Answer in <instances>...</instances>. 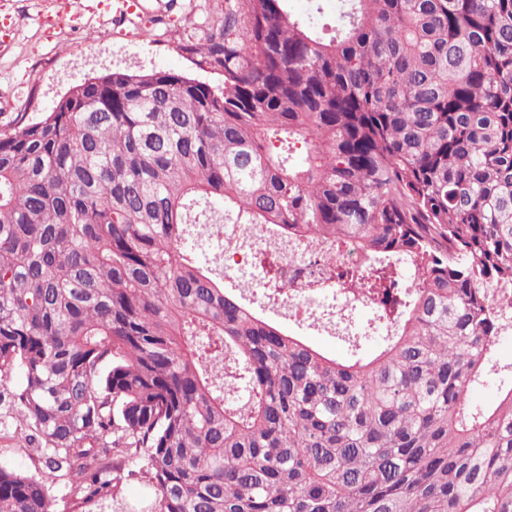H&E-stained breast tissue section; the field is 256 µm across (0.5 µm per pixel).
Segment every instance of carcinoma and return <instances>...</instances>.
Here are the masks:
<instances>
[{"instance_id":"cac0c4a2","label":"carcinoma","mask_w":512,"mask_h":512,"mask_svg":"<svg viewBox=\"0 0 512 512\" xmlns=\"http://www.w3.org/2000/svg\"><path fill=\"white\" fill-rule=\"evenodd\" d=\"M225 0L180 49L0 130V381L67 512H512V0ZM371 260L329 358L199 263L193 224ZM382 331L374 356L360 341ZM0 512H54L0 466ZM150 491L146 483L140 479L132 478L124 481L121 499L119 503L113 504L112 512H123V507L128 503L131 506L139 504L149 496Z\"/></svg>"}]
</instances>
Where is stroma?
I'll return each mask as SVG.
<instances>
[{
    "instance_id": "35a3bbf8",
    "label": "stroma",
    "mask_w": 512,
    "mask_h": 512,
    "mask_svg": "<svg viewBox=\"0 0 512 512\" xmlns=\"http://www.w3.org/2000/svg\"><path fill=\"white\" fill-rule=\"evenodd\" d=\"M221 0H0V130L54 109L73 86L106 72L171 70L217 86L181 52L191 21ZM30 432L0 401V465L43 477Z\"/></svg>"
}]
</instances>
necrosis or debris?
<instances>
[{"instance_id": "obj_1", "label": "necrosis or debris", "mask_w": 512, "mask_h": 512, "mask_svg": "<svg viewBox=\"0 0 512 512\" xmlns=\"http://www.w3.org/2000/svg\"><path fill=\"white\" fill-rule=\"evenodd\" d=\"M194 249L209 256L213 269L225 277L267 285L269 261H277L280 275L278 311L295 324L330 336H352L360 309H375L374 299L351 295L339 272L364 267L368 259L357 244H346L338 272L325 271L316 255L323 244H302L274 234L261 224H200L192 234Z\"/></svg>"}]
</instances>
